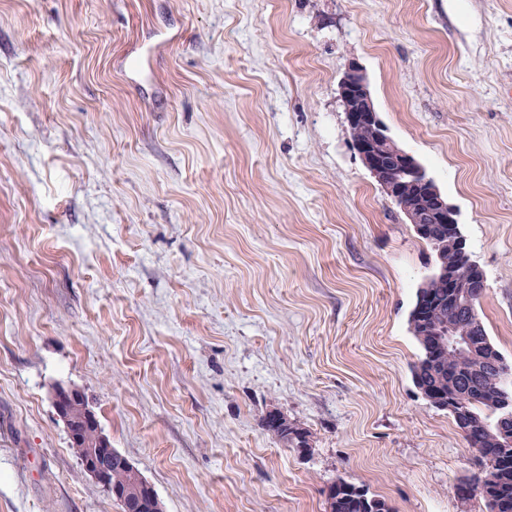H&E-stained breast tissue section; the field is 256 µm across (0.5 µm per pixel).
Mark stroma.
I'll return each mask as SVG.
<instances>
[{
	"mask_svg": "<svg viewBox=\"0 0 512 512\" xmlns=\"http://www.w3.org/2000/svg\"><path fill=\"white\" fill-rule=\"evenodd\" d=\"M350 57L512 362V0H0V512H121L60 385L164 512H486L412 380L434 253L352 148ZM73 401L81 402L82 404V425L90 426L91 428L80 429L75 432V437L70 438L71 447L84 454L85 448H90L94 442V429H99V422L96 413L89 407L88 401L85 394L76 388H58L57 393L54 396V403L57 413L61 420L64 422L67 430L72 433V429L75 428L71 416L67 413L64 408V402ZM81 461V454H78ZM86 473L98 484L100 487L110 494L112 498L120 499L122 502L125 512H146V509H150V512H157L156 510L161 509L159 500L156 497V493L152 486L139 476L136 467L121 453L112 448L110 441L103 434H99L95 441L93 448L85 454L83 461L81 462ZM118 463L124 468L128 469L136 476V487L138 490L137 500L130 499L127 501V496L124 493H120L117 489H128L130 486V476L127 470L122 467H113L112 464ZM113 498V499H114ZM270 416L264 417L262 420L265 429L273 432L289 448H309V432L306 429L300 428L291 422L274 424L273 420L269 421ZM334 494L330 485L327 497ZM329 503L331 512H392L388 503L378 496L369 495L368 490L348 482H340Z\"/></svg>",
	"mask_w": 512,
	"mask_h": 512,
	"instance_id": "stroma-1",
	"label": "stroma"
}]
</instances>
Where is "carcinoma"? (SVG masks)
<instances>
[{
	"label": "carcinoma",
	"mask_w": 512,
	"mask_h": 512,
	"mask_svg": "<svg viewBox=\"0 0 512 512\" xmlns=\"http://www.w3.org/2000/svg\"><path fill=\"white\" fill-rule=\"evenodd\" d=\"M462 236L460 228L446 224H422L415 229L417 236L435 252V267L417 288L415 303L408 317L409 332L420 347V356L412 365L416 387L429 395L431 406L448 412L458 429L465 430L463 439L475 453L478 465H491L493 478L478 491V501L487 512H512V446L499 444V425L503 418H512V365L506 363L491 342L486 328H481L482 351L500 364V372L486 378L473 370V361L450 347L434 346L436 336L429 330L464 329V315L457 306L448 303V289L441 287L443 271L449 267L461 269V254L452 248L440 249L448 233ZM262 425L273 432L289 448L309 446V432L289 422L276 424L263 418ZM331 512H392L388 503L368 490L352 483L341 482L329 503Z\"/></svg>",
	"instance_id": "obj_1"
}]
</instances>
